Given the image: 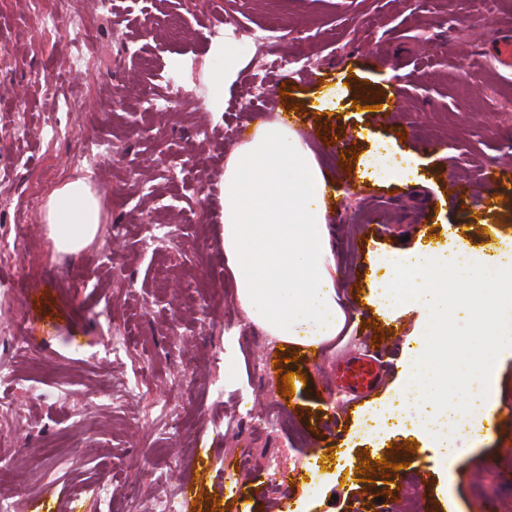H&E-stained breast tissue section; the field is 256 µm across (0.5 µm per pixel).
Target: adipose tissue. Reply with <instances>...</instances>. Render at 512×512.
<instances>
[{
    "label": "adipose tissue",
    "instance_id": "1",
    "mask_svg": "<svg viewBox=\"0 0 512 512\" xmlns=\"http://www.w3.org/2000/svg\"><path fill=\"white\" fill-rule=\"evenodd\" d=\"M328 175L297 130L272 116L226 158L220 184L221 242L236 297L251 325L277 344L321 349L342 336L352 309L336 290V251L326 222ZM43 222L55 252L77 254L101 230L100 197L84 179L49 196ZM458 230L446 250L383 258L373 295L389 315L417 309L424 323L395 401L434 446L438 465H466L475 437L498 407L495 373L512 354V242L494 274Z\"/></svg>",
    "mask_w": 512,
    "mask_h": 512
}]
</instances>
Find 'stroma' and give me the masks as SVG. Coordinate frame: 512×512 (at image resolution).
<instances>
[{"mask_svg": "<svg viewBox=\"0 0 512 512\" xmlns=\"http://www.w3.org/2000/svg\"><path fill=\"white\" fill-rule=\"evenodd\" d=\"M71 2L0 0V232L27 227L26 267L0 259V281L16 284L0 298V321L24 318L37 292L57 318L28 326V355L0 334V402L15 399L21 379L48 394L29 402L28 427H0V456L16 462L0 481L17 512H97L91 494L104 483L114 512H138L126 495L133 484L147 498L187 495L186 512H403L399 489L412 476L425 489L423 512H512V357L498 368L494 423L452 475L421 465L426 443L407 431L404 409L369 432L368 414L331 377L337 357L377 342L394 367L370 403L400 384L422 316L409 308L391 318L374 304L377 253L447 248L461 224L468 248L485 256L512 237V182L484 175L512 149V73L492 55L512 35V0H155L147 36L89 8L74 30L64 19ZM228 27L274 32L281 55L304 58L307 70L261 73L246 56L225 75L215 62ZM88 41L95 52L76 84L63 61ZM168 73L182 82L179 101L147 108ZM261 77L268 101L241 111ZM78 91L83 109L67 114ZM323 99L335 108L319 109ZM269 112L292 117L331 179L339 286L359 303L350 340L321 362L307 351L284 362L239 308L224 268V161ZM386 139L398 146L390 163L421 160L420 183L376 173ZM85 143L107 149L90 173L70 163ZM83 176L99 193L102 235L86 253H55L28 202ZM452 180L469 205L449 198ZM347 181L357 198L338 192ZM158 223L180 227L159 250L149 242ZM175 321L190 343L172 334ZM117 334L128 348L114 354ZM228 335L239 345L230 371ZM192 368L207 386L186 388ZM287 371L296 374L290 398ZM106 378L108 403L98 396ZM382 458L398 466L390 479L376 469L361 481L359 464Z\"/></svg>", "mask_w": 512, "mask_h": 512, "instance_id": "35a3bbf8", "label": "stroma"}]
</instances>
